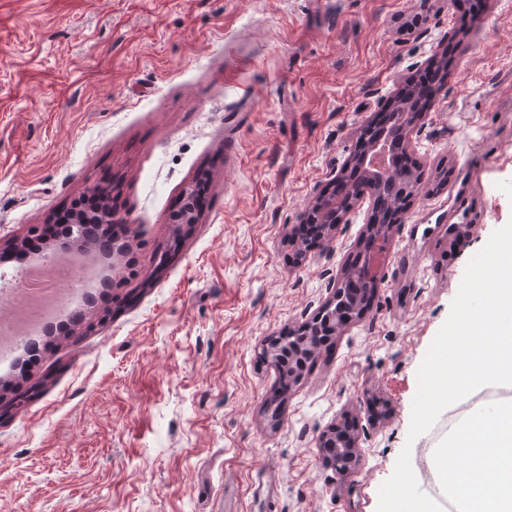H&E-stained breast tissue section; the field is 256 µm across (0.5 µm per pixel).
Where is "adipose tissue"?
Returning <instances> with one entry per match:
<instances>
[{"label": "adipose tissue", "instance_id": "adipose-tissue-1", "mask_svg": "<svg viewBox=\"0 0 512 512\" xmlns=\"http://www.w3.org/2000/svg\"><path fill=\"white\" fill-rule=\"evenodd\" d=\"M464 459L452 468L431 456L457 512H512V403L476 406L455 433Z\"/></svg>", "mask_w": 512, "mask_h": 512}]
</instances>
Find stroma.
Instances as JSON below:
<instances>
[{
  "label": "stroma",
  "mask_w": 512,
  "mask_h": 512,
  "mask_svg": "<svg viewBox=\"0 0 512 512\" xmlns=\"http://www.w3.org/2000/svg\"><path fill=\"white\" fill-rule=\"evenodd\" d=\"M473 1L0 0V255L103 185L132 257L34 367L0 366V512H377L406 447L429 492L485 395L409 439L417 372L512 220V0ZM441 60L371 306L282 388L260 352L317 316L372 203L304 252L303 211ZM344 419L365 436L347 479L320 449Z\"/></svg>",
  "instance_id": "1"
}]
</instances>
